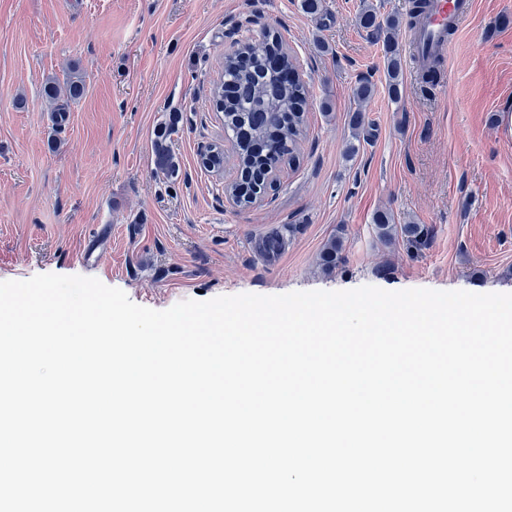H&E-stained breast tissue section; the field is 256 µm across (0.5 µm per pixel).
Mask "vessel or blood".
Returning a JSON list of instances; mask_svg holds the SVG:
<instances>
[{
	"instance_id": "obj_1",
	"label": "vessel or blood",
	"mask_w": 512,
	"mask_h": 512,
	"mask_svg": "<svg viewBox=\"0 0 512 512\" xmlns=\"http://www.w3.org/2000/svg\"><path fill=\"white\" fill-rule=\"evenodd\" d=\"M471 8V0H429L423 19L410 33V40L415 46L412 65H422L427 56L442 59L449 55L448 27L462 23Z\"/></svg>"
}]
</instances>
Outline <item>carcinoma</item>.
Listing matches in <instances>:
<instances>
[{"instance_id":"carcinoma-1","label":"carcinoma","mask_w":512,"mask_h":512,"mask_svg":"<svg viewBox=\"0 0 512 512\" xmlns=\"http://www.w3.org/2000/svg\"><path fill=\"white\" fill-rule=\"evenodd\" d=\"M360 26L384 35L386 84L397 97L400 93L402 60L395 39L396 19L381 21L373 7L362 9ZM309 85L297 74L279 34L264 32L259 42L238 44L224 56L223 85L217 99L222 101L224 132L232 140L238 168L256 178L272 172L284 159L295 160L304 135L303 106ZM377 236L386 242L395 237L417 249L424 245L427 231L417 224H396L394 216L382 212L373 219ZM343 245L330 240L322 252L323 266L336 268L343 260Z\"/></svg>"}]
</instances>
